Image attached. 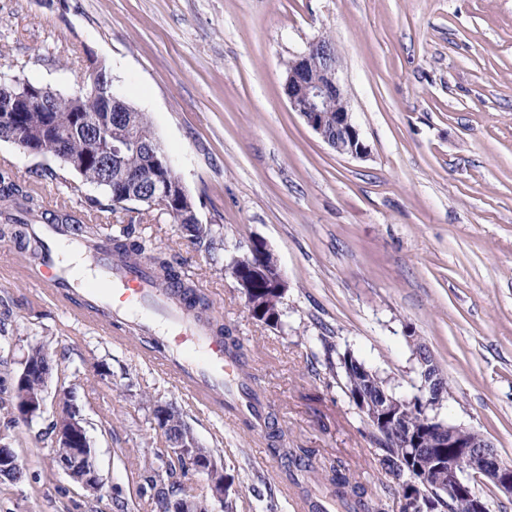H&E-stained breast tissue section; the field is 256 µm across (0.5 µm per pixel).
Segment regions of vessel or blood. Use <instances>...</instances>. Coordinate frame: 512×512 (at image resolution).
Listing matches in <instances>:
<instances>
[{
  "mask_svg": "<svg viewBox=\"0 0 512 512\" xmlns=\"http://www.w3.org/2000/svg\"><path fill=\"white\" fill-rule=\"evenodd\" d=\"M54 207V201H46V215L29 227L48 245L31 269L43 293L96 327L108 330L114 321H127L142 359L208 412L247 419L253 432H264L269 407L241 386V369L225 351L217 326L195 311L179 289L162 287L146 260H120L104 240L86 247L75 225L51 219ZM63 246L74 262L64 261Z\"/></svg>",
  "mask_w": 512,
  "mask_h": 512,
  "instance_id": "obj_1",
  "label": "vessel or blood"
}]
</instances>
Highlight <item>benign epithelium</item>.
<instances>
[{
	"mask_svg": "<svg viewBox=\"0 0 512 512\" xmlns=\"http://www.w3.org/2000/svg\"><path fill=\"white\" fill-rule=\"evenodd\" d=\"M338 56L331 43L320 37L308 45L306 51L288 62V76L284 83V93L291 109L300 114L305 123L320 138H325L328 125L336 128V141L330 144L336 153L355 158H363L368 150L360 130L353 122L345 94L338 78ZM336 103L331 107L330 103ZM102 151L99 158L106 165H112V158L118 156L127 147L125 143H114L110 139L101 141ZM23 151L41 156L55 152L62 146L61 139L45 140L36 146L32 143H17ZM156 164L165 171L169 184L168 193L152 198V205L168 212L178 224H194L198 217L191 206L177 204L172 208L174 197H186V190L180 176L175 172L169 157L161 152L154 154ZM268 253L270 249L264 240L254 238L247 253L233 257L230 266L234 272L237 288L245 298L255 292L258 285H265L282 296L288 291L285 279L278 264L267 267L254 261L255 251ZM417 376L420 381V396L432 393L436 389L435 376L439 370L429 351L417 356ZM49 359L36 357V350L30 349L23 361L21 372L16 378L15 392L17 413L32 419L44 411V396L41 393L30 394L24 390L27 379L41 374L48 379ZM414 402V399L401 398L390 394L382 404L360 403V412L375 428L389 427L394 416ZM441 402L429 399L425 403L430 414L426 427L430 432V444L435 448L448 449L446 461L431 469L436 474L433 480L421 476L412 479L402 492L406 512H434L432 494L440 490L452 498L465 497L470 501L472 512H489L485 499L477 494L471 484V478L484 477L496 489L498 495L512 499V464L500 459L494 446L483 434L469 428L453 425L439 418L437 409ZM55 446L69 449V453L58 458L56 464L67 472L76 482L90 492L97 493L102 487L98 472L94 448H92L82 419L76 416L72 406L62 403L55 408ZM172 456L188 457L192 469L209 480L212 501L224 504L229 495L230 484L224 479V467L219 465L212 452L198 451L197 440L176 448H167ZM0 474L9 475L18 482L22 471L17 456L11 451L0 448ZM167 512H215L212 506L185 495L169 503Z\"/></svg>",
	"mask_w": 512,
	"mask_h": 512,
	"instance_id": "7a95c632",
	"label": "benign epithelium"
}]
</instances>
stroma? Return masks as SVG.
I'll use <instances>...</instances> for the list:
<instances>
[{"mask_svg": "<svg viewBox=\"0 0 512 512\" xmlns=\"http://www.w3.org/2000/svg\"><path fill=\"white\" fill-rule=\"evenodd\" d=\"M330 37L368 148L337 154L288 104L284 63ZM147 113L213 252L156 207L120 204L101 234L133 224L197 287L239 339L252 386L310 468L345 469L382 512H402L366 419L332 373L321 337L418 392L413 341L450 386L446 422L476 430L512 462V0H0V77L69 94L90 60ZM0 141L19 179L57 168ZM0 204V422L30 348L58 365L43 413L6 433L23 477L0 483V512H155L145 481L168 478L155 403L180 408L238 491L237 512H344L332 487L281 476L265 434L221 421L122 343L75 319L22 274L31 264ZM261 238L288 281L283 324L249 314L226 255ZM95 450L102 489L53 459L63 394Z\"/></svg>", "mask_w": 512, "mask_h": 512, "instance_id": "stroma-1", "label": "stroma"}]
</instances>
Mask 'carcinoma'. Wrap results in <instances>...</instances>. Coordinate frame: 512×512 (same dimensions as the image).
Returning <instances> with one entry per match:
<instances>
[{
    "instance_id": "carcinoma-1",
    "label": "carcinoma",
    "mask_w": 512,
    "mask_h": 512,
    "mask_svg": "<svg viewBox=\"0 0 512 512\" xmlns=\"http://www.w3.org/2000/svg\"><path fill=\"white\" fill-rule=\"evenodd\" d=\"M42 90L47 94V106L25 107L23 111L14 113L15 119L0 126V140H11L16 134L28 141L40 142V137L51 139L57 131L63 132V158L59 159L62 170L80 178L84 184L93 185L107 195L112 204L126 202L149 205V197L161 188L164 181L163 174L158 171L152 155L143 150H129L123 154L120 162L112 164V176H107L99 161L95 158V143L93 128L98 122L112 114V137L119 132L129 130L139 139L153 149L161 145L156 136L148 115L128 101L113 104L101 97H89L84 92L79 94L63 95L44 86ZM86 158L85 164L79 168L71 165L72 158ZM0 200L9 201L15 208L26 214L39 211L42 197L38 195L32 185L24 184L6 170L0 171ZM16 236L26 240L34 258L39 259L45 251L42 240L32 236L27 227H22ZM112 250L117 255L129 259H147L153 267L159 284L165 287H175L182 293L190 296L199 307L207 309L206 303L195 292L194 284L183 279L173 264L162 256L151 254L145 241L132 238L127 228L123 227L112 234ZM256 309L261 314L253 315L258 321L263 316L278 315L282 309V302L276 295L261 291L255 296ZM224 335V342L229 350L241 363L247 366L246 356L242 351L239 340L230 335V331L220 328ZM329 368L336 370L343 380V391L348 398L355 402L359 399L367 403H382L388 395L384 380L372 373L364 362L358 360L351 352L336 353V362L329 363ZM423 415V406L416 403L405 409L395 418L391 428H377L372 430L374 443L382 451V461L386 469L396 478L408 474H416V468L422 463H431L436 458V449L422 448L417 450L404 445L407 435L411 431L424 428L420 421ZM192 428L184 420L182 412L173 408L165 422L162 435L169 447H175L179 442L186 441V435ZM270 447L274 455L284 459L285 479L296 484L299 474L304 472V457L293 448L284 447L283 434L274 431L269 433ZM326 480L335 487L336 496L342 501L348 512H375V506L366 499V490L358 483L351 481L347 474L335 466L329 467Z\"/></svg>"
}]
</instances>
